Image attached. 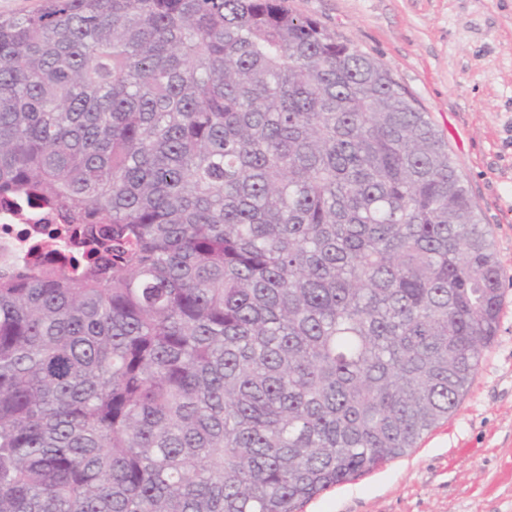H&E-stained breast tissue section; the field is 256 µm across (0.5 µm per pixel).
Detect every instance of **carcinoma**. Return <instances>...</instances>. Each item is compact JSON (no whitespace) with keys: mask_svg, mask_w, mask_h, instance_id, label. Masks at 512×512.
I'll return each instance as SVG.
<instances>
[{"mask_svg":"<svg viewBox=\"0 0 512 512\" xmlns=\"http://www.w3.org/2000/svg\"><path fill=\"white\" fill-rule=\"evenodd\" d=\"M0 512H297L448 419L502 272L383 63L287 0L0 15ZM18 205L0 207V266L32 260L31 247H43L50 233L60 227L37 209L25 203ZM18 208L26 215H14L12 211Z\"/></svg>","mask_w":512,"mask_h":512,"instance_id":"cac0c4a2","label":"carcinoma"}]
</instances>
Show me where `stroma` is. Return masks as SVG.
Returning a JSON list of instances; mask_svg holds the SVG:
<instances>
[{"label":"stroma","mask_w":512,"mask_h":512,"mask_svg":"<svg viewBox=\"0 0 512 512\" xmlns=\"http://www.w3.org/2000/svg\"><path fill=\"white\" fill-rule=\"evenodd\" d=\"M428 112L502 269L498 332L459 407L406 455L299 512H512V0H288Z\"/></svg>","instance_id":"35a3bbf8"}]
</instances>
